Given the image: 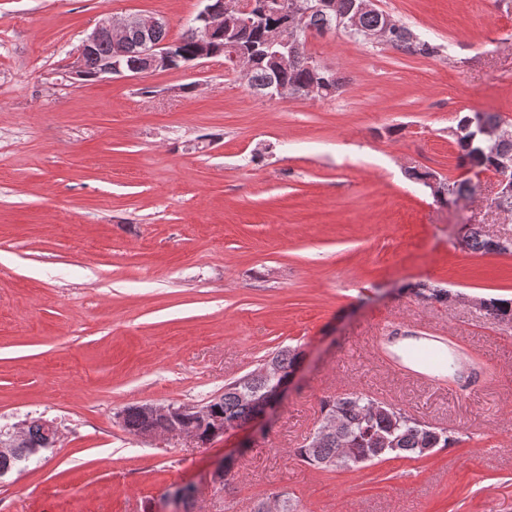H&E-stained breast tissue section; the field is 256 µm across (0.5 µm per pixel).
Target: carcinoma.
Listing matches in <instances>:
<instances>
[{
	"instance_id": "1",
	"label": "carcinoma",
	"mask_w": 512,
	"mask_h": 512,
	"mask_svg": "<svg viewBox=\"0 0 512 512\" xmlns=\"http://www.w3.org/2000/svg\"><path fill=\"white\" fill-rule=\"evenodd\" d=\"M384 12L380 10L365 12L358 17V28L352 36L354 40H365V35L378 26ZM202 26L198 19H193L187 30L177 39L186 51H190L196 44L198 32ZM278 34L288 35V16L278 13L265 15L250 30H246L239 38V47L247 53L251 60V68L240 79L250 90L259 94L274 81L280 82L292 91V95H303V88L314 80L324 81L326 91L324 97L336 96V87L343 86L342 78L330 70L317 75L295 62L284 70H275L268 59L265 43L267 38ZM141 37L136 28L128 29L121 41L123 46H111L110 42H100L95 54L86 57L84 79L93 80L99 62L111 52L124 49V65L137 72H147L146 62L136 54L135 45ZM386 43L407 55L433 57L438 55L439 46L417 37L408 27L396 24L390 31ZM468 116H462L456 126L450 128L449 136L453 138L458 148V165H475L484 168L492 174L498 173V158L503 155L512 156V138L499 139L497 137L488 141L483 149L471 143L465 132ZM444 193L437 197L440 202L448 203L464 195L469 187L464 182L447 178L440 179ZM467 250L475 254H504L506 251L494 243V238L488 236L481 226L470 224L466 230ZM412 292L417 299L445 303L449 298V291L439 288L431 283L419 282L412 286ZM487 317L494 321H512V299H491L490 306L485 311ZM278 359L283 376H288L289 370L295 368L299 362V352L296 347H284L274 353ZM279 380H268L259 375L247 374L224 386V393L208 402L217 417L225 421H246L251 418L255 404L271 394L277 387ZM374 399L363 393H349L323 401L324 413L335 415L338 426L334 432L321 437L315 435L311 445L298 448L295 457L300 461L313 466L321 458L336 454L337 449L346 448L348 455L337 461V468L350 470L359 468L368 463L394 458L418 459L422 457L420 449L429 444L433 448H448L462 443V439L454 436V431L447 428H437L429 425L417 428L410 419L412 416L393 406L385 413L372 409ZM169 420L158 417H148L143 407H129L123 412L122 426L130 434L136 436L151 427H164ZM43 420L31 421L23 433L12 439L14 453L10 457L0 455V470L13 469L20 458L31 457V449L41 448L45 444Z\"/></svg>"
}]
</instances>
